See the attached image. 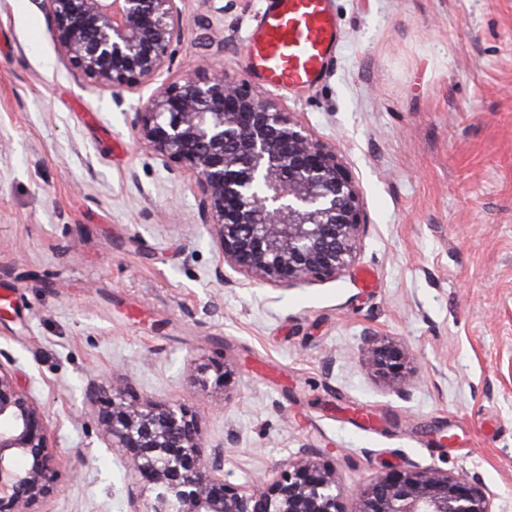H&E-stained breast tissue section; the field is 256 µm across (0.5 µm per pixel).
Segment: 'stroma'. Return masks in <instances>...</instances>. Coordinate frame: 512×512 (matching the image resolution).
Wrapping results in <instances>:
<instances>
[{
	"label": "stroma",
	"instance_id": "obj_1",
	"mask_svg": "<svg viewBox=\"0 0 512 512\" xmlns=\"http://www.w3.org/2000/svg\"><path fill=\"white\" fill-rule=\"evenodd\" d=\"M262 2L185 0L160 80L208 59L351 171L355 261L284 289L217 278L194 180L132 128L151 87L115 105L80 82L34 0H0V359L50 420L61 489L43 512L151 496L97 422L107 376L194 411L229 483L310 450L350 490L437 467L512 512V0H331L337 53L299 91L250 68ZM368 331L414 358L406 395L372 373ZM212 361L225 377L198 386Z\"/></svg>",
	"mask_w": 512,
	"mask_h": 512
}]
</instances>
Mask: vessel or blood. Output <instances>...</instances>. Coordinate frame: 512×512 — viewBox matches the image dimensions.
I'll use <instances>...</instances> for the list:
<instances>
[{
  "label": "vessel or blood",
  "instance_id": "b4317fda",
  "mask_svg": "<svg viewBox=\"0 0 512 512\" xmlns=\"http://www.w3.org/2000/svg\"><path fill=\"white\" fill-rule=\"evenodd\" d=\"M246 37L252 68L270 85L304 88L317 82L339 41L329 0H264Z\"/></svg>",
  "mask_w": 512,
  "mask_h": 512
}]
</instances>
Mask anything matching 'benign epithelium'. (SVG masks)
Listing matches in <instances>:
<instances>
[{
	"mask_svg": "<svg viewBox=\"0 0 512 512\" xmlns=\"http://www.w3.org/2000/svg\"><path fill=\"white\" fill-rule=\"evenodd\" d=\"M59 53L86 81L124 93L173 61L184 0H34ZM137 137L196 183L201 223L222 263L260 285L336 277L365 231L359 189L336 147L295 113L220 71L199 67L158 86L134 112ZM373 373L405 391L417 372L400 346L364 336ZM98 422L155 496L133 512H343L336 471L314 453L278 465L255 487L224 480V452L205 450L196 416L177 401L140 397L128 382L98 386ZM50 421L0 362V512H36L59 489ZM355 495L356 512H495L485 485L436 467L390 469Z\"/></svg>",
	"mask_w": 512,
	"mask_h": 512,
	"instance_id": "1",
	"label": "benign epithelium"
}]
</instances>
